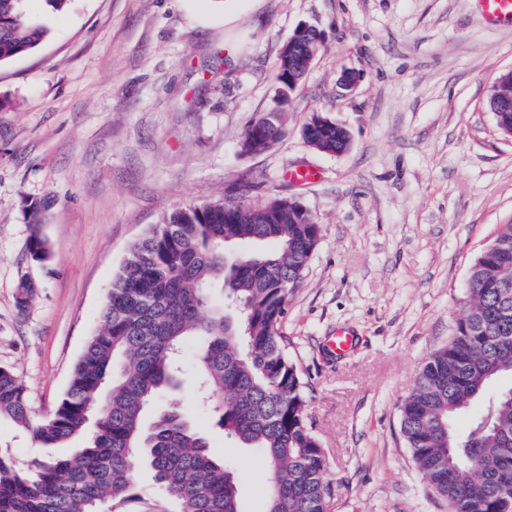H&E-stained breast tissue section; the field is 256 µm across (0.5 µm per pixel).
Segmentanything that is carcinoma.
I'll list each match as a JSON object with an SVG mask.
<instances>
[{
    "mask_svg": "<svg viewBox=\"0 0 512 512\" xmlns=\"http://www.w3.org/2000/svg\"><path fill=\"white\" fill-rule=\"evenodd\" d=\"M48 30L28 0H0V64L34 51ZM343 132L327 124L314 138L336 152ZM285 134L244 141L258 153ZM32 259L48 252L28 206ZM320 224L276 197L256 206L217 202L170 209L129 250L112 281L100 324L87 340L54 412L33 416L25 387L0 367V418L30 431L43 448L78 436L88 446L68 457L18 467L0 453V512H241L236 469L216 456L180 406L145 414L181 386L179 355L198 350L201 384L224 434L265 461L266 512H327L331 487L319 442L305 421L303 382L278 326L288 291L301 279ZM512 375V224L473 259L462 314L434 350L400 407L406 447L427 489L452 512H512V483L494 485L472 466L512 479V388L488 398L465 434L454 420L487 384ZM158 485L132 494L138 459Z\"/></svg>",
    "mask_w": 512,
    "mask_h": 512,
    "instance_id": "obj_1",
    "label": "carcinoma"
}]
</instances>
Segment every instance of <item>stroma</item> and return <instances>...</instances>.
I'll use <instances>...</instances> for the list:
<instances>
[{
  "mask_svg": "<svg viewBox=\"0 0 512 512\" xmlns=\"http://www.w3.org/2000/svg\"><path fill=\"white\" fill-rule=\"evenodd\" d=\"M48 38L0 65V366L36 416L63 395L130 246L182 204L298 200L321 226L280 325L332 488L328 512H445L400 431V405L451 335L469 266L512 222V135L487 109L512 68V27L474 0H71L46 12ZM302 24L321 47L288 103V135L240 152L276 105L279 52ZM359 77L350 90L343 73ZM319 112L345 126L340 155L310 147ZM318 169L298 185L289 170ZM47 205L50 257L29 252L26 207ZM35 283L18 305L22 281ZM356 345L334 358L338 327ZM175 396L237 468L243 512H265L264 460L226 441L194 393L193 350ZM0 451L41 456L0 419Z\"/></svg>",
  "mask_w": 512,
  "mask_h": 512,
  "instance_id": "stroma-1",
  "label": "stroma"
}]
</instances>
